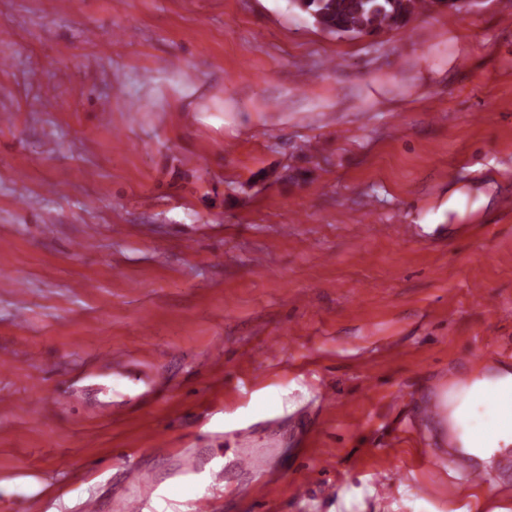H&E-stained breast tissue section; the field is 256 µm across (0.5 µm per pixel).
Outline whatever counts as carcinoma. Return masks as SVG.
Listing matches in <instances>:
<instances>
[{"mask_svg": "<svg viewBox=\"0 0 512 512\" xmlns=\"http://www.w3.org/2000/svg\"><path fill=\"white\" fill-rule=\"evenodd\" d=\"M448 0H292L322 30L360 36L399 27L434 3Z\"/></svg>", "mask_w": 512, "mask_h": 512, "instance_id": "1", "label": "carcinoma"}]
</instances>
